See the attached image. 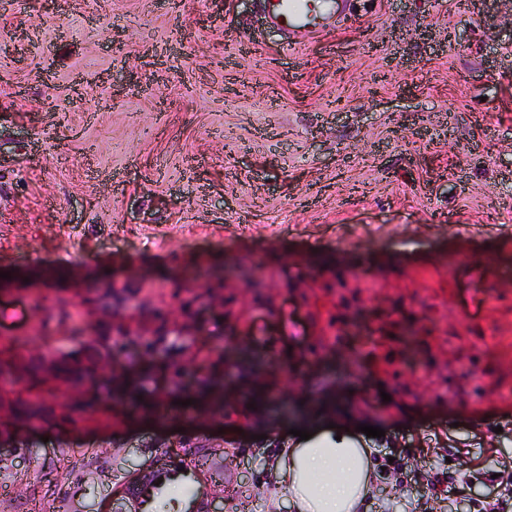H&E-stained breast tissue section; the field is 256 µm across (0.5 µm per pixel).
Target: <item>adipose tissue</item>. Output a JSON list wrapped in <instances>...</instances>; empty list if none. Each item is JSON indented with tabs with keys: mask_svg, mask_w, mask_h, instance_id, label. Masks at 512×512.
I'll return each instance as SVG.
<instances>
[{
	"mask_svg": "<svg viewBox=\"0 0 512 512\" xmlns=\"http://www.w3.org/2000/svg\"><path fill=\"white\" fill-rule=\"evenodd\" d=\"M345 423L328 432L327 448L304 442L299 448L280 449L276 466V500L288 501L296 512H352L376 489L371 451L343 440Z\"/></svg>",
	"mask_w": 512,
	"mask_h": 512,
	"instance_id": "ef3b65f1",
	"label": "adipose tissue"
}]
</instances>
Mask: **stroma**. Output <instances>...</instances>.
Instances as JSON below:
<instances>
[{"mask_svg": "<svg viewBox=\"0 0 512 512\" xmlns=\"http://www.w3.org/2000/svg\"><path fill=\"white\" fill-rule=\"evenodd\" d=\"M484 29L457 0H358L336 28L299 43L260 0H0V343L24 336L26 281L56 270L62 296L99 278L183 277L247 255L288 271L316 307L279 289L277 308L241 335L256 396L282 411L231 426L209 409L135 417L115 393L93 418L11 423L0 441V512H113L114 492L183 432L237 448L224 512H268L254 495L303 407L345 405L358 444L389 457L365 512H455L494 501L484 470L512 467V400L446 395L457 347L446 336H512V0H486ZM361 246L340 252L345 234ZM369 281L379 314L426 332L411 368L336 382L315 338L335 312L323 282ZM389 401L374 410L360 393ZM506 419L501 432L487 420ZM384 429L381 438L360 425Z\"/></svg>", "mask_w": 512, "mask_h": 512, "instance_id": "obj_1", "label": "stroma"}]
</instances>
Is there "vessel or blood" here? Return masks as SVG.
I'll use <instances>...</instances> for the list:
<instances>
[{
  "mask_svg": "<svg viewBox=\"0 0 512 512\" xmlns=\"http://www.w3.org/2000/svg\"><path fill=\"white\" fill-rule=\"evenodd\" d=\"M347 8L345 0H262V10L277 29L314 37L330 27Z\"/></svg>",
  "mask_w": 512,
  "mask_h": 512,
  "instance_id": "obj_1",
  "label": "vessel or blood"
}]
</instances>
